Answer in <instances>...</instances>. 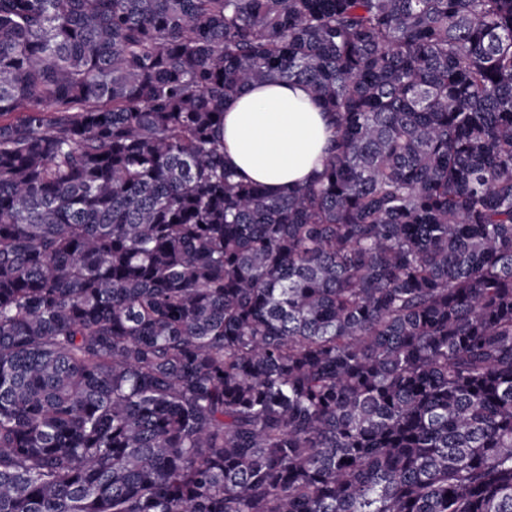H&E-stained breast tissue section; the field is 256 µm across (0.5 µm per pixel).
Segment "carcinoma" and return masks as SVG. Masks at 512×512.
Here are the masks:
<instances>
[{"label": "carcinoma", "instance_id": "1", "mask_svg": "<svg viewBox=\"0 0 512 512\" xmlns=\"http://www.w3.org/2000/svg\"><path fill=\"white\" fill-rule=\"evenodd\" d=\"M0 512H512V0H0ZM301 83L259 84L224 110L226 160L271 195L305 184L325 157L333 127Z\"/></svg>", "mask_w": 512, "mask_h": 512}]
</instances>
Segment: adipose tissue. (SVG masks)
<instances>
[{
  "label": "adipose tissue",
  "mask_w": 512,
  "mask_h": 512,
  "mask_svg": "<svg viewBox=\"0 0 512 512\" xmlns=\"http://www.w3.org/2000/svg\"><path fill=\"white\" fill-rule=\"evenodd\" d=\"M333 127L307 87L259 84L224 110V153L247 179L272 195L305 184L321 166Z\"/></svg>",
  "instance_id": "1"
}]
</instances>
